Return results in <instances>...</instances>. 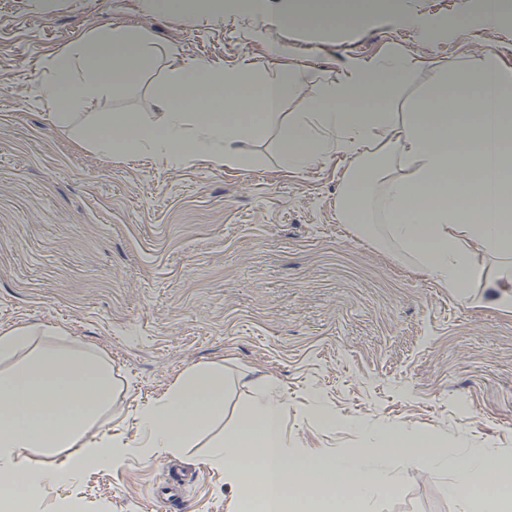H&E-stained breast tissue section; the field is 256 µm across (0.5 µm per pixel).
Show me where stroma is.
<instances>
[{"mask_svg": "<svg viewBox=\"0 0 512 512\" xmlns=\"http://www.w3.org/2000/svg\"><path fill=\"white\" fill-rule=\"evenodd\" d=\"M411 2L413 27L395 23L389 0H375L362 27L320 32L254 19L242 40L234 21L148 19L139 0H0V330L48 324L98 351L118 387L112 429L130 440L142 437V404L188 370L217 366L225 425L272 379L288 396L295 448L340 456L370 447L361 425L399 423L512 458V310L482 287L460 299L341 223L346 161L287 167L278 126L249 145L248 167L105 160L35 103L47 57L119 24L141 26L159 53L176 44L226 67L260 58L271 36L286 49L276 67L307 85L398 49L428 63L406 87L404 108L449 62L489 51L512 66V10L464 34L484 0ZM163 65L159 56L123 94L93 101L86 120L154 117ZM319 407L335 426L314 420ZM214 437L117 469L87 468L51 497L80 512H233L235 491L206 462ZM453 480L445 469H399L389 492L358 512H461ZM173 482L180 496L155 508L153 488Z\"/></svg>", "mask_w": 512, "mask_h": 512, "instance_id": "1", "label": "stroma"}]
</instances>
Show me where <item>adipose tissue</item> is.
Wrapping results in <instances>:
<instances>
[{
	"instance_id": "obj_1",
	"label": "adipose tissue",
	"mask_w": 512,
	"mask_h": 512,
	"mask_svg": "<svg viewBox=\"0 0 512 512\" xmlns=\"http://www.w3.org/2000/svg\"><path fill=\"white\" fill-rule=\"evenodd\" d=\"M370 13L367 0H238L234 11L316 30L360 27ZM154 60L153 45L135 26L91 32L47 60L39 100L53 122L100 156L149 153L172 169L194 160L251 164L247 145L287 122L281 157L288 167L348 161L342 221L375 237L364 210L374 200L385 242L410 254L422 274L464 297L475 282L493 280L497 305L512 308V270L493 276L483 264L489 256L512 259V66L499 55L450 63L400 112L396 106L423 61L398 50L306 88L291 69L273 71L248 56L226 68L171 45L153 89L157 118L118 112L108 124L76 125L93 99L122 92ZM301 94L308 111L282 118L284 104ZM370 153L377 167L364 165ZM52 333L29 325L0 333V476L21 490L17 497L0 492V512H46L51 486L74 482L89 467L178 452L224 417L223 369L197 367L140 411V441L98 430L112 410V366L94 351L52 340ZM287 412L282 390L266 380L213 441L208 462L236 490V512H336L340 504L383 495L392 470L411 464L452 468L451 490L466 503L483 476L512 482L505 458L472 448L462 461L438 439L399 424L380 428L371 451L299 450L288 442Z\"/></svg>"
}]
</instances>
